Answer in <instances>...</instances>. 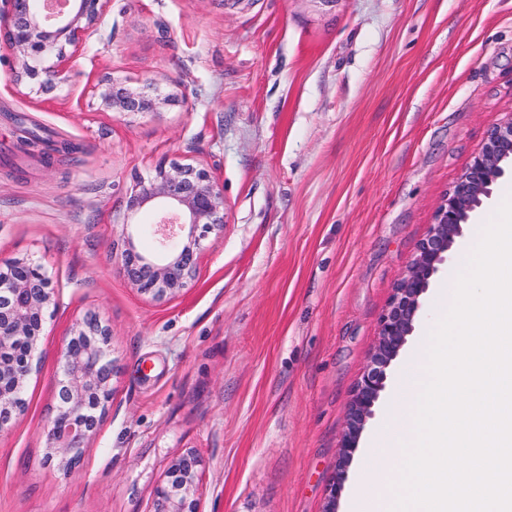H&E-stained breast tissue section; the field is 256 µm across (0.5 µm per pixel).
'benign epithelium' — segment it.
Here are the masks:
<instances>
[{
  "label": "benign epithelium",
  "instance_id": "obj_1",
  "mask_svg": "<svg viewBox=\"0 0 512 512\" xmlns=\"http://www.w3.org/2000/svg\"><path fill=\"white\" fill-rule=\"evenodd\" d=\"M0 0V33L17 63L16 80H27L30 92L44 95L64 81V66L87 35L97 30L111 0ZM96 95L105 112H148L179 99L152 87L125 85L111 75L98 83ZM512 160V120L495 127L481 152L439 205L434 224L421 240L405 276L394 288L379 322L378 341L367 368L354 386L346 431L339 447L338 468L324 512H336L347 467L359 436L374 415L385 389L388 369L413 331L420 297L430 279L450 257L470 213L491 196V186ZM156 213L153 252L136 251L141 224H123L126 249L122 266L131 285L156 299L179 293L197 272L203 242L224 235V188L204 169L176 162L158 165L155 175L131 189L126 211L134 217ZM57 288L43 267L28 258L0 265V433L25 409L23 393L37 371L35 352L45 333ZM110 330L95 314L77 322L61 352L55 414L47 430V448L63 468L80 460L85 443L96 433L112 401L114 364L108 349ZM192 454L173 467L175 479L156 489L150 512H199L196 468Z\"/></svg>",
  "mask_w": 512,
  "mask_h": 512
}]
</instances>
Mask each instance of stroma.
<instances>
[{"instance_id": "stroma-1", "label": "stroma", "mask_w": 512, "mask_h": 512, "mask_svg": "<svg viewBox=\"0 0 512 512\" xmlns=\"http://www.w3.org/2000/svg\"><path fill=\"white\" fill-rule=\"evenodd\" d=\"M0 47V263L40 262L61 294L23 415L0 434V512H149L199 461V512H323L354 386L443 199L512 119V0H112L68 79L29 95ZM180 87L153 112L100 111L105 74ZM224 187V234L188 288L127 280L125 195L161 161ZM497 179L420 298L347 469L442 312ZM96 314L112 403L72 470L48 456L60 351Z\"/></svg>"}]
</instances>
